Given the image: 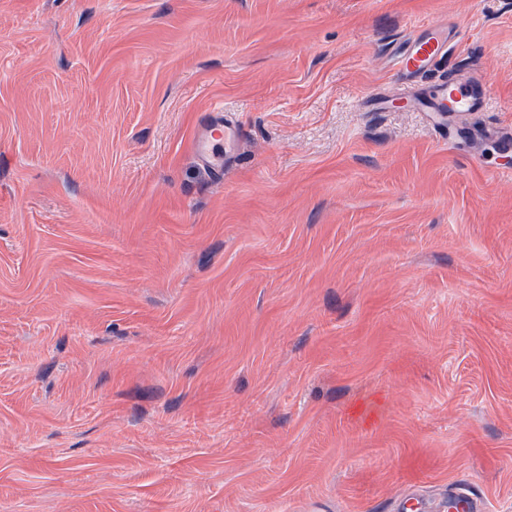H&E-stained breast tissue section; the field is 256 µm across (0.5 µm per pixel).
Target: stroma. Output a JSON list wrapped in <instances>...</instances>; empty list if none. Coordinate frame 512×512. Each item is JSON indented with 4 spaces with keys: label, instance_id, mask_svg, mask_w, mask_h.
I'll return each instance as SVG.
<instances>
[{
    "label": "stroma",
    "instance_id": "obj_1",
    "mask_svg": "<svg viewBox=\"0 0 512 512\" xmlns=\"http://www.w3.org/2000/svg\"><path fill=\"white\" fill-rule=\"evenodd\" d=\"M427 24L482 111L404 99ZM457 495L512 512V0H0V512ZM447 42L446 32L435 27L427 28L422 35L408 41L397 55L398 72L405 80L426 72L443 58ZM228 146L224 155L226 166H231L234 162L235 146L239 139V128L234 118L225 113L217 115L216 118L207 126L205 133L195 139L192 148L196 155L203 161H207L208 145L212 140H223ZM228 164V165H227Z\"/></svg>",
    "mask_w": 512,
    "mask_h": 512
}]
</instances>
